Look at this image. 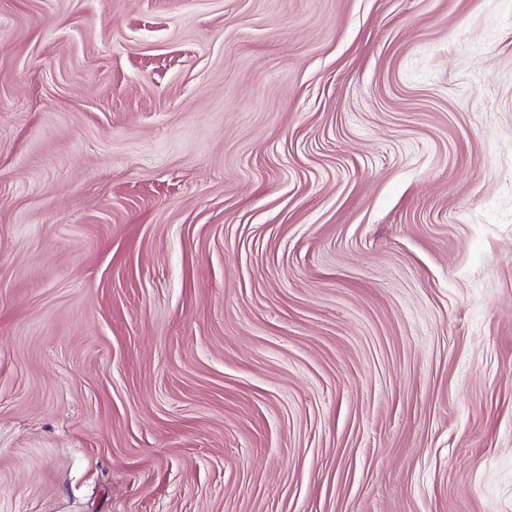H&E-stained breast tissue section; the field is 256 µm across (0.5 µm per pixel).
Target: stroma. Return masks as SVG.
<instances>
[{
	"label": "stroma",
	"instance_id": "stroma-1",
	"mask_svg": "<svg viewBox=\"0 0 512 512\" xmlns=\"http://www.w3.org/2000/svg\"><path fill=\"white\" fill-rule=\"evenodd\" d=\"M0 512H512V0H0Z\"/></svg>",
	"mask_w": 512,
	"mask_h": 512
}]
</instances>
